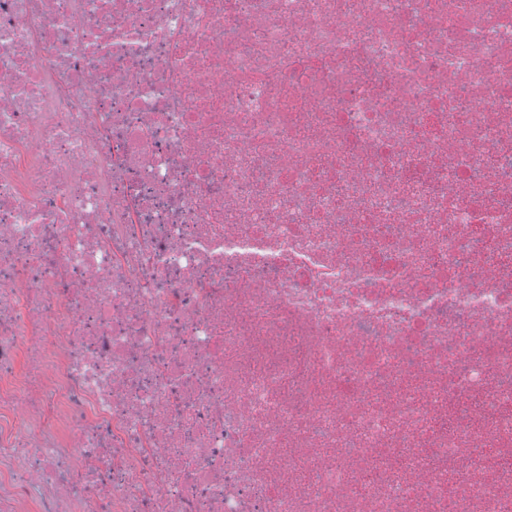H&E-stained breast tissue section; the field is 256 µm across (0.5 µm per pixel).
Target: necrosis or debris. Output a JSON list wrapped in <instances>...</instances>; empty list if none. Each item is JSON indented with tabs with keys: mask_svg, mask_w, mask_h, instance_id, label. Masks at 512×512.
Listing matches in <instances>:
<instances>
[{
	"mask_svg": "<svg viewBox=\"0 0 512 512\" xmlns=\"http://www.w3.org/2000/svg\"><path fill=\"white\" fill-rule=\"evenodd\" d=\"M0 512H512V0H0Z\"/></svg>",
	"mask_w": 512,
	"mask_h": 512,
	"instance_id": "1",
	"label": "necrosis or debris"
}]
</instances>
